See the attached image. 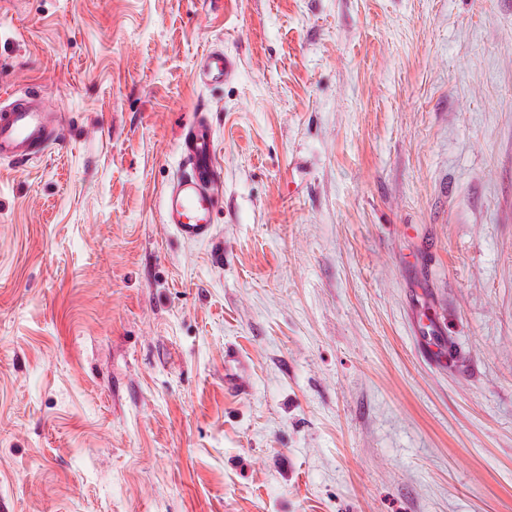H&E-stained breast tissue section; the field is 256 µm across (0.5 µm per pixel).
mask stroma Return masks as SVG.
Returning <instances> with one entry per match:
<instances>
[{"label": "stroma", "instance_id": "obj_1", "mask_svg": "<svg viewBox=\"0 0 512 512\" xmlns=\"http://www.w3.org/2000/svg\"><path fill=\"white\" fill-rule=\"evenodd\" d=\"M33 88L69 135L0 159V512H512V0H0ZM233 68L232 61L218 50L203 54L193 73V79L200 84L224 81V75ZM178 151L183 172L162 196V222L187 242L211 241L223 192L214 131L202 113L182 129ZM248 369L243 357L238 351L228 346L224 351V389L235 395H246L250 386L244 381Z\"/></svg>", "mask_w": 512, "mask_h": 512}]
</instances>
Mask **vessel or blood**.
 Returning <instances> with one entry per match:
<instances>
[{
	"label": "vessel or blood",
	"mask_w": 512,
	"mask_h": 512,
	"mask_svg": "<svg viewBox=\"0 0 512 512\" xmlns=\"http://www.w3.org/2000/svg\"><path fill=\"white\" fill-rule=\"evenodd\" d=\"M233 64L223 52L203 54L193 73L201 84L223 81ZM63 135V122L48 111L37 94L0 103V158L23 163L42 154L50 143ZM183 172L162 196V221L187 242L211 241L216 232L219 202L223 192L220 166L216 157L213 127L203 115H196L183 128L178 144ZM248 372L243 357L234 347L224 351V388L228 393L245 395Z\"/></svg>",
	"instance_id": "obj_1"
}]
</instances>
